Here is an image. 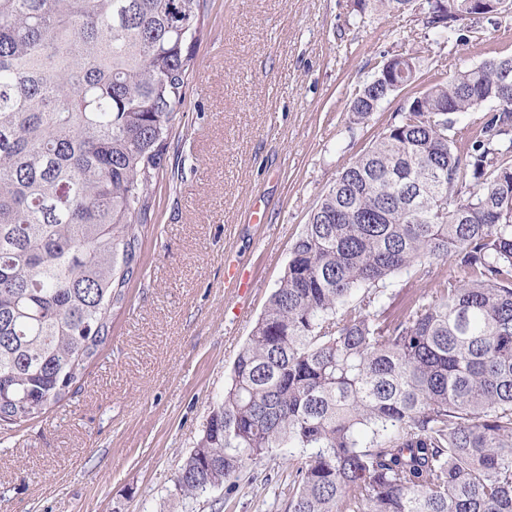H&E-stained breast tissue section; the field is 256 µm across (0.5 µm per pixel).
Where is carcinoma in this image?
<instances>
[{
    "label": "carcinoma",
    "mask_w": 512,
    "mask_h": 512,
    "mask_svg": "<svg viewBox=\"0 0 512 512\" xmlns=\"http://www.w3.org/2000/svg\"><path fill=\"white\" fill-rule=\"evenodd\" d=\"M204 2L0 0V427L63 402L109 336ZM385 2L466 44L508 0ZM417 74L384 56L354 120ZM397 115L291 245L183 496L286 448L284 512H512V53L428 76Z\"/></svg>",
    "instance_id": "carcinoma-1"
}]
</instances>
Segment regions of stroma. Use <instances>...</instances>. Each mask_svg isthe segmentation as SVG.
Segmentation results:
<instances>
[{"instance_id": "35a3bbf8", "label": "stroma", "mask_w": 512, "mask_h": 512, "mask_svg": "<svg viewBox=\"0 0 512 512\" xmlns=\"http://www.w3.org/2000/svg\"><path fill=\"white\" fill-rule=\"evenodd\" d=\"M469 39L445 40L411 11L358 13L354 0H207L139 270L73 393L0 429V512H277L281 457L197 499L177 493L175 475L312 209L413 94L391 95L354 124L349 90L397 47L421 72L448 74L487 49L511 51L512 12ZM228 257L249 271L251 294L225 288Z\"/></svg>"}]
</instances>
